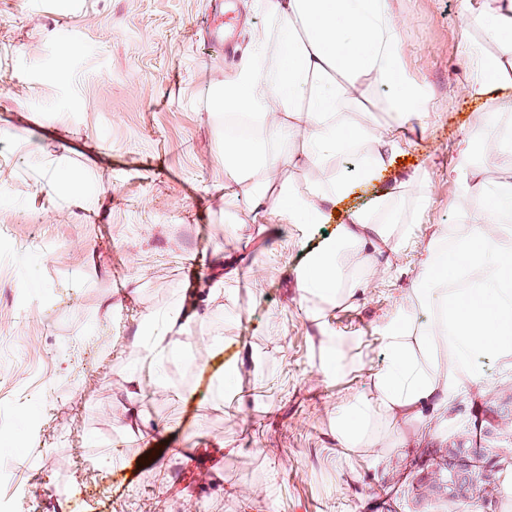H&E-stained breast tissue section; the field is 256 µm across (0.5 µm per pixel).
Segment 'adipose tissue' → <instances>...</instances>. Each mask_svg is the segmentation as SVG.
Returning a JSON list of instances; mask_svg holds the SVG:
<instances>
[{
    "label": "adipose tissue",
    "instance_id": "1",
    "mask_svg": "<svg viewBox=\"0 0 512 512\" xmlns=\"http://www.w3.org/2000/svg\"><path fill=\"white\" fill-rule=\"evenodd\" d=\"M459 14L476 38L462 49L466 91L479 102L512 107V0H458ZM384 91L391 126L377 124L359 104L367 91ZM427 89L411 78L404 60L394 0H265V23L250 34L249 51L210 96L212 111L251 126L249 136L225 134L224 200L247 194L253 220L273 217L310 228L327 223L356 183L391 172L411 149L398 126L428 129ZM312 176L299 186L279 179L283 168ZM454 171L465 204L454 221L436 225L419 272L378 325L383 361L369 372L367 391L334 412L338 447L389 463L418 432L444 417L465 388L488 386L484 360L512 369V184H491L474 170L469 149ZM40 177L50 197L88 208L90 176L65 154L45 159ZM429 189L423 177L394 179L352 209L318 249L297 245L307 258L296 270L299 298L321 328L317 371L342 376L344 341L327 328L329 307L364 298L369 276L387 268L409 240ZM172 311L144 318L152 328L138 356L154 365L182 350Z\"/></svg>",
    "mask_w": 512,
    "mask_h": 512
}]
</instances>
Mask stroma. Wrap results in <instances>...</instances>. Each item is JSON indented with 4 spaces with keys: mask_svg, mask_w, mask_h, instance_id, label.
<instances>
[{
    "mask_svg": "<svg viewBox=\"0 0 512 512\" xmlns=\"http://www.w3.org/2000/svg\"><path fill=\"white\" fill-rule=\"evenodd\" d=\"M394 5L407 71L438 116L394 172L421 173L430 201L390 275L374 276L359 304L329 311L350 365L327 381L296 288L300 227L256 224L224 203V118L209 93L231 67L204 50L206 0H0V236L12 243L0 258V411L26 387L39 421L7 420L0 458L13 468L0 512H269L268 486L278 512H441L431 497L410 506L409 488L471 423L496 424L503 402L464 390L437 433L396 459V484L330 434L336 405L366 391L382 362L375 325L416 276L433 226L452 221L462 191L450 164L486 111L464 92L469 34L457 0ZM64 43L80 51L66 78L49 82ZM62 148L100 185L78 216L38 179ZM217 251L241 259L233 299L212 302L188 333L251 350L238 398L214 382L200 391L195 364L161 374L132 351L146 314L194 304L183 262H197L202 283ZM133 377L164 446L155 456L132 433Z\"/></svg>",
    "mask_w": 512,
    "mask_h": 512,
    "instance_id": "1",
    "label": "stroma"
}]
</instances>
